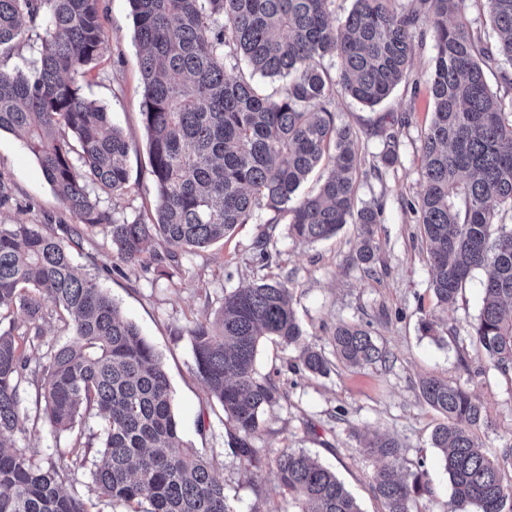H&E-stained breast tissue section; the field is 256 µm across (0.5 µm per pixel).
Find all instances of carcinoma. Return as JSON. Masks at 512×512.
Here are the masks:
<instances>
[{
    "label": "carcinoma",
    "instance_id": "1",
    "mask_svg": "<svg viewBox=\"0 0 512 512\" xmlns=\"http://www.w3.org/2000/svg\"><path fill=\"white\" fill-rule=\"evenodd\" d=\"M486 9L492 45L464 20L468 2ZM142 49V121L156 189L150 222L129 220L101 204L129 185V144L105 108L81 93L107 51L100 0H0V58L26 32L44 35L32 69L0 67V132L15 133L35 156L45 181L74 224H0V512H88L66 483L89 473L98 499L114 507L146 501V512H234L224 481L203 450L185 440L173 411L164 364L138 328L124 319L99 278L82 271L74 251L107 231L112 268L145 266L146 258L179 264V256L224 239L257 210L272 213L257 241L269 265L275 224L290 214L292 238L315 243L352 221L360 226L356 258L374 261L373 225L383 204L357 207L359 138L339 121L332 90L341 85L374 107L410 74L428 26L435 48L428 86L432 119L421 137L424 159L418 214L441 312L455 308L476 270L485 272L483 303L467 337L512 375V98L489 89L484 69L512 63V0H352L338 24L334 0H129ZM245 61L250 77L227 68ZM336 67L331 76L330 67ZM278 77L263 92L253 76ZM398 132H385L372 170L398 161ZM331 172L315 194L298 196L323 162ZM165 246L154 250L155 241ZM70 331L66 344L31 363L23 344L39 339L44 300ZM195 370L232 427L233 461L260 469L252 442L265 411L285 399L256 369L260 340L274 336L300 348L306 371L324 376L336 358L353 366L388 361L370 325L342 322L331 354L304 342L293 291L262 281L224 295L218 321L187 329ZM37 379L49 423L72 433L66 463L44 467L15 446L27 431L20 386ZM424 401L445 422L432 435L452 488L451 512H512V445L500 455L479 433L492 429L482 405L459 383L420 382ZM100 423L96 438L78 424ZM365 452L378 459L373 489L384 512H414L429 492L426 473L404 466L399 442L378 436ZM279 486L298 512H361L344 483L303 451L274 458Z\"/></svg>",
    "mask_w": 512,
    "mask_h": 512
}]
</instances>
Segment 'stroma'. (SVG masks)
Instances as JSON below:
<instances>
[{
    "instance_id": "1",
    "label": "stroma",
    "mask_w": 512,
    "mask_h": 512,
    "mask_svg": "<svg viewBox=\"0 0 512 512\" xmlns=\"http://www.w3.org/2000/svg\"><path fill=\"white\" fill-rule=\"evenodd\" d=\"M102 4L109 49L82 80V93L105 106L130 144V190L116 203L118 216L147 220L154 214L156 191L141 118L143 85L130 5L128 0H102ZM434 55L429 44L418 50L409 80L378 106H362L342 88L333 91L341 121L359 136L358 169L363 176L357 202L379 200L384 205L381 222L374 227L378 249L372 265L356 259L357 225L346 224L331 239L302 244L289 237L288 221L283 218L275 229L272 262L260 266L254 243L269 217L263 210L210 248L183 253L176 269L154 262L146 268L115 272L112 250L103 234H93L82 244L78 263L99 276L123 315L162 356L183 434L195 447L206 449L236 512H251L258 487L267 493L265 512H296V504L278 488L272 464L286 448L310 452L332 468L362 512H382L372 489L375 462L363 452L366 439L377 433L398 439L408 461L424 463L430 492L418 498L415 512H450L448 474L431 445L441 416L421 395L420 382L425 378L465 384L493 423L492 430L481 436L486 448L498 452L512 444V379L501 375L485 352L466 338L469 323L481 310L482 274L474 273L458 295L450 314L454 331L431 337L421 330L435 300L423 228L411 205L420 190V136L431 119L427 87ZM402 117L409 123L398 133V161L381 176H372L373 160L383 148L381 128ZM0 180L10 188L9 202L0 206V224L19 220L71 223L34 156L18 136L8 132L0 134ZM263 278L292 288L294 308L309 346L329 349L337 324L367 322L393 360L361 368L338 361L328 375L311 376L298 368V349L285 348L274 338L263 339L256 367L271 375L287 398L266 410L254 442L267 456V464L237 470L231 466L230 426L224 411L194 373L187 329L194 319H216L225 292ZM21 397L29 422L26 434L17 435L16 447L34 451L43 464L57 460L68 448L70 434L55 432L44 417L37 405L35 383H23Z\"/></svg>"
}]
</instances>
